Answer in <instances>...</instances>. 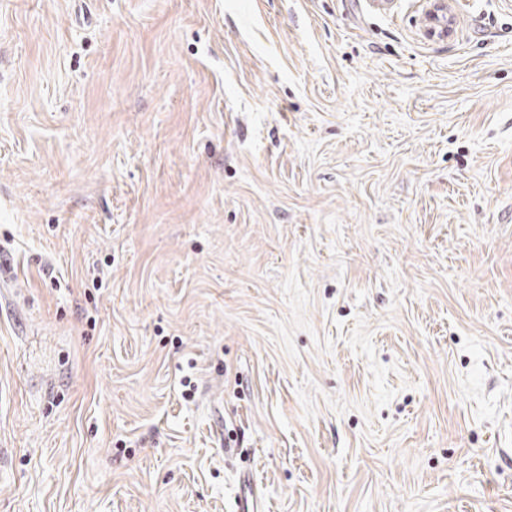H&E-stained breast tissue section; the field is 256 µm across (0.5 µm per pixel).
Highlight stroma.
Segmentation results:
<instances>
[{
    "label": "stroma",
    "instance_id": "stroma-1",
    "mask_svg": "<svg viewBox=\"0 0 512 512\" xmlns=\"http://www.w3.org/2000/svg\"><path fill=\"white\" fill-rule=\"evenodd\" d=\"M0 0V512H512V0Z\"/></svg>",
    "mask_w": 512,
    "mask_h": 512
}]
</instances>
